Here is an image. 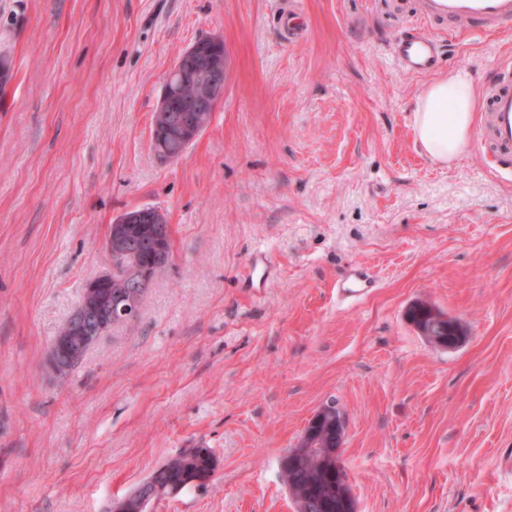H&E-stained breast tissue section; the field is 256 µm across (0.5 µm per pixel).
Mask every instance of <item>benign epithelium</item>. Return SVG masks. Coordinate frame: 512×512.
I'll list each match as a JSON object with an SVG mask.
<instances>
[{
    "label": "benign epithelium",
    "instance_id": "obj_1",
    "mask_svg": "<svg viewBox=\"0 0 512 512\" xmlns=\"http://www.w3.org/2000/svg\"><path fill=\"white\" fill-rule=\"evenodd\" d=\"M228 52L222 38L207 37L185 50L171 69V78L162 89L159 106L153 114L152 130L167 133L169 141L178 144L171 150L161 144L162 161L169 163L180 158L182 149L193 143L209 126L217 103L223 98L228 83ZM189 83L205 86V92L185 108L180 100L181 87ZM158 210L143 207L124 212L110 226L106 239L107 253L125 261L122 280L128 284L151 282L160 267L165 248L160 236H155L157 255L154 261L140 265L136 261L141 238L156 223ZM108 268L86 281L82 296H95L114 287L117 279ZM140 294L129 291L122 298L120 309L112 301L91 307L83 302L75 307L48 352V369L58 377L70 372L87 352L112 328V320L121 317L132 320L140 312ZM155 500L140 493H128L112 503L113 512H153Z\"/></svg>",
    "mask_w": 512,
    "mask_h": 512
}]
</instances>
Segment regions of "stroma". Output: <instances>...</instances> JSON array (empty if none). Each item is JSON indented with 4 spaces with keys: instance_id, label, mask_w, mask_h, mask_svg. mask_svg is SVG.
Wrapping results in <instances>:
<instances>
[{
    "instance_id": "35a3bbf8",
    "label": "stroma",
    "mask_w": 512,
    "mask_h": 512,
    "mask_svg": "<svg viewBox=\"0 0 512 512\" xmlns=\"http://www.w3.org/2000/svg\"><path fill=\"white\" fill-rule=\"evenodd\" d=\"M0 0V512H110L164 461L205 446L202 487L154 512H295L278 460L314 413L347 419L358 512H512V181L478 142L422 155L431 76L476 87L512 27L426 21L418 0ZM420 26L431 74L390 51ZM220 36L229 79L174 162L151 146L163 78ZM166 212L172 258L134 325L66 382L47 354L113 221ZM363 268L353 304L336 284ZM455 318L453 350L407 317ZM374 279L363 269L354 268L338 284L337 291L346 300H359L371 293Z\"/></svg>"
}]
</instances>
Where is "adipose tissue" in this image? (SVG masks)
<instances>
[{
    "label": "adipose tissue",
    "instance_id": "ef3b65f1",
    "mask_svg": "<svg viewBox=\"0 0 512 512\" xmlns=\"http://www.w3.org/2000/svg\"><path fill=\"white\" fill-rule=\"evenodd\" d=\"M475 103V84L465 71L430 81L412 107L414 141L423 154L442 164L462 156L470 144Z\"/></svg>",
    "mask_w": 512,
    "mask_h": 512
}]
</instances>
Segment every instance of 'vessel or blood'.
I'll list each match as a JSON object with an SVG mask.
<instances>
[{
	"label": "vessel or blood",
	"instance_id": "1",
	"mask_svg": "<svg viewBox=\"0 0 512 512\" xmlns=\"http://www.w3.org/2000/svg\"><path fill=\"white\" fill-rule=\"evenodd\" d=\"M421 13L430 20L470 25L490 32L512 24V0H421ZM394 55L409 73L425 72L435 64V45L422 32L400 39ZM481 137L489 142L497 168L512 176V57L501 58L486 87ZM374 279L355 268L338 284L345 299L358 300L371 293Z\"/></svg>",
	"mask_w": 512,
	"mask_h": 512
}]
</instances>
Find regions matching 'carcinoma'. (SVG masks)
<instances>
[{
  "mask_svg": "<svg viewBox=\"0 0 512 512\" xmlns=\"http://www.w3.org/2000/svg\"><path fill=\"white\" fill-rule=\"evenodd\" d=\"M434 306L419 301L408 310L412 324L427 333L425 340L439 348H448V342L456 338L457 322H434ZM318 427L321 454L289 456L292 449L284 450L279 458V474L288 490L296 512H336L340 504L342 486L333 466L336 450V422L332 407H326ZM216 459L209 448H193L170 458L157 467L144 487V493L156 498L176 494L195 483L205 484L213 475Z\"/></svg>",
  "mask_w": 512,
  "mask_h": 512,
  "instance_id": "1",
  "label": "carcinoma"
}]
</instances>
